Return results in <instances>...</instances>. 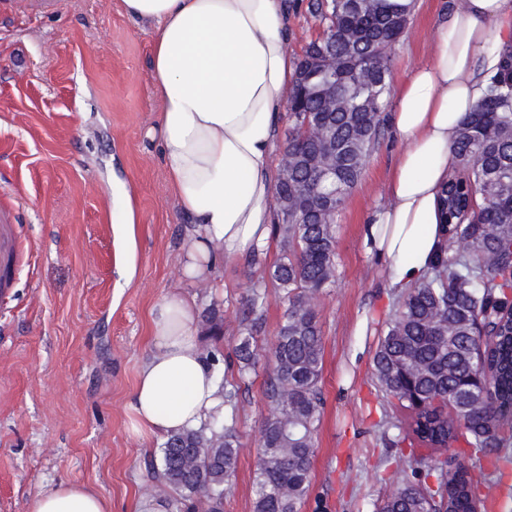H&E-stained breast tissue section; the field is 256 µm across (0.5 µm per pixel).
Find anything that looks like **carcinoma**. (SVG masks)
Wrapping results in <instances>:
<instances>
[{"label": "carcinoma", "instance_id": "carcinoma-1", "mask_svg": "<svg viewBox=\"0 0 512 512\" xmlns=\"http://www.w3.org/2000/svg\"><path fill=\"white\" fill-rule=\"evenodd\" d=\"M321 22L336 21L326 45L336 53L341 107L320 111V79L293 86L275 196H288L296 222L272 224L285 256L269 278L288 302L272 351L253 482L254 512H299L311 480L323 399V338L313 296L336 272L335 224L360 181L385 121L392 53L410 8L395 0H308ZM373 75L365 86L363 73ZM327 126L336 145V180L309 181L317 143L299 130L307 116ZM456 166L439 196V243L426 276L407 289L386 321L373 374L389 402L409 412L404 437L432 450L459 439L468 456L432 459L403 472L376 512H477L482 499L468 461L480 455L512 465V40L503 44L487 92L461 123ZM266 293L253 287L236 353L238 377L255 369L254 336ZM240 452L224 422L172 434L162 443L161 484L182 512H224V485ZM437 479V489L427 483Z\"/></svg>", "mask_w": 512, "mask_h": 512}]
</instances>
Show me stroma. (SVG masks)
I'll use <instances>...</instances> for the list:
<instances>
[{
	"label": "stroma",
	"instance_id": "obj_1",
	"mask_svg": "<svg viewBox=\"0 0 512 512\" xmlns=\"http://www.w3.org/2000/svg\"><path fill=\"white\" fill-rule=\"evenodd\" d=\"M28 2L0 0V205L18 204L24 244L13 286L0 294V512H27L31 498L65 480L110 497L112 512H135L145 498L177 512L175 492L150 474L159 441L129 427L150 310L182 285L178 255L189 227L149 134L160 117L150 34L121 0H59L39 11ZM416 4L393 50L397 82L427 57L448 0ZM399 148L382 127L336 219V278L317 301L324 408L301 512H375L412 465L384 444L402 413L372 375L401 292L363 241ZM282 254L271 241L258 262L221 261L223 288L191 289L224 319L220 336L200 335L203 351L230 361L251 288L266 286L254 372L242 382L236 367L224 369V383L240 385V454L224 512H253L269 358L286 310L266 272ZM473 472L488 495L485 512H512V468L485 463Z\"/></svg>",
	"mask_w": 512,
	"mask_h": 512
}]
</instances>
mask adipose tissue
I'll list each match as a JSON object with an SVG mask.
<instances>
[{
	"label": "adipose tissue",
	"mask_w": 512,
	"mask_h": 512,
	"mask_svg": "<svg viewBox=\"0 0 512 512\" xmlns=\"http://www.w3.org/2000/svg\"><path fill=\"white\" fill-rule=\"evenodd\" d=\"M148 26L160 102L158 137L178 206L191 224L181 264L187 283L213 281L220 260L270 237L280 114L295 77L288 50L297 0H122ZM512 39V0H453L435 26L428 59L393 91L389 123L402 145L386 200L364 244L391 285L420 281L437 244V195L455 164L465 114L482 98ZM199 307L182 290L150 312V351L137 371L131 427L157 439L223 416L219 367L199 344ZM28 512H112L79 482L40 492Z\"/></svg>",
	"instance_id": "adipose-tissue-1"
}]
</instances>
